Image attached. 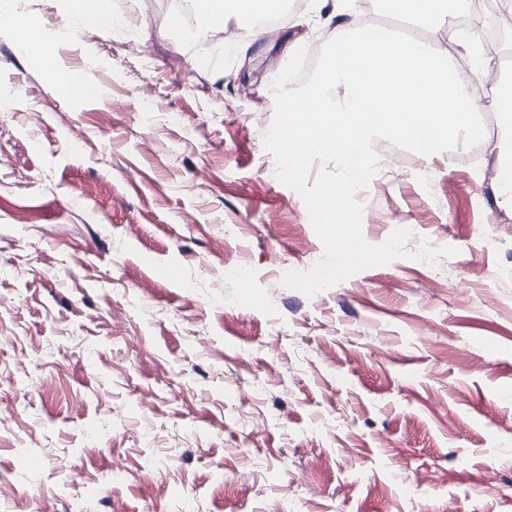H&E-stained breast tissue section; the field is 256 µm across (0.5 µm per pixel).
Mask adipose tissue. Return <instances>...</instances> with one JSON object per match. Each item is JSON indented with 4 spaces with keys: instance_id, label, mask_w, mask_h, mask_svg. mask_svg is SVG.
I'll return each instance as SVG.
<instances>
[{
    "instance_id": "ef3b65f1",
    "label": "adipose tissue",
    "mask_w": 512,
    "mask_h": 512,
    "mask_svg": "<svg viewBox=\"0 0 512 512\" xmlns=\"http://www.w3.org/2000/svg\"><path fill=\"white\" fill-rule=\"evenodd\" d=\"M389 12L427 30L433 46L379 34L380 50L362 49L367 29L337 26L330 39L329 65L317 75L308 99L317 104L301 124L291 116L300 143L311 152L331 151L350 171L370 165L367 145L381 136L424 150L481 134L483 112H490L499 134L495 188L502 205L512 208V79H499L489 104L478 103L453 75L449 63L459 43L453 18L470 0H385Z\"/></svg>"
}]
</instances>
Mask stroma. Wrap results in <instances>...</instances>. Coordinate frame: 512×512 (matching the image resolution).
I'll return each mask as SVG.
<instances>
[{
	"instance_id": "35a3bbf8",
	"label": "stroma",
	"mask_w": 512,
	"mask_h": 512,
	"mask_svg": "<svg viewBox=\"0 0 512 512\" xmlns=\"http://www.w3.org/2000/svg\"><path fill=\"white\" fill-rule=\"evenodd\" d=\"M379 9L308 0L203 69L163 7L59 43L67 93L0 24V512H512L495 125L480 169L467 139L371 179L363 236L414 225L408 256L311 297L282 283L324 248L264 145L268 87ZM458 57L477 92L512 77L481 76L480 43ZM425 244L457 253L412 259Z\"/></svg>"
}]
</instances>
